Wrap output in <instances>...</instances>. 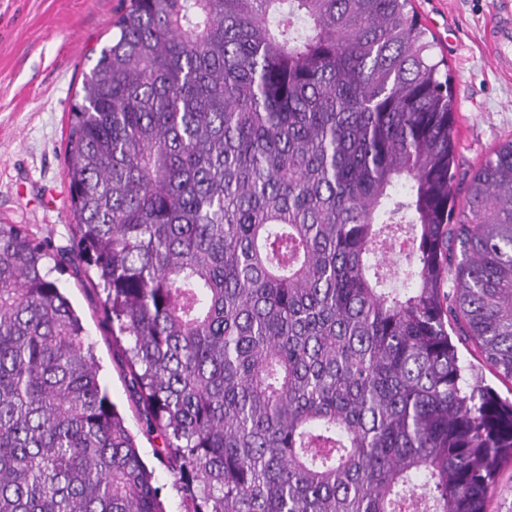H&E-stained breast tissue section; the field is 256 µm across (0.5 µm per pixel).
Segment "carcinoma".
I'll use <instances>...</instances> for the list:
<instances>
[{
  "instance_id": "carcinoma-1",
  "label": "carcinoma",
  "mask_w": 512,
  "mask_h": 512,
  "mask_svg": "<svg viewBox=\"0 0 512 512\" xmlns=\"http://www.w3.org/2000/svg\"><path fill=\"white\" fill-rule=\"evenodd\" d=\"M434 45L413 0H125L84 74L69 261L186 512H487L512 402L448 330L512 381V139L462 167ZM57 270L0 224V512H164ZM453 343L458 348L459 355L467 361H471L479 373L482 372L484 384L494 388L498 394L509 401H512V382L502 380L488 368L481 366V361L475 357L474 348L470 341L465 340L464 336H451Z\"/></svg>"
}]
</instances>
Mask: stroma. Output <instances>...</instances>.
I'll list each match as a JSON object with an SVG mask.
<instances>
[{
  "label": "stroma",
  "mask_w": 512,
  "mask_h": 512,
  "mask_svg": "<svg viewBox=\"0 0 512 512\" xmlns=\"http://www.w3.org/2000/svg\"><path fill=\"white\" fill-rule=\"evenodd\" d=\"M123 6L124 0H0V223L27 225L56 251L71 245L68 114ZM415 7L436 38L435 57L448 63L457 151L464 163L477 164L512 137V74L493 68L486 47L488 26L505 5L415 0ZM83 275L65 266L57 284L81 320L99 379L136 439L165 512H185L183 495L160 460L164 439L146 431L131 402L112 330L98 311L100 294L84 286Z\"/></svg>",
  "instance_id": "1"
}]
</instances>
